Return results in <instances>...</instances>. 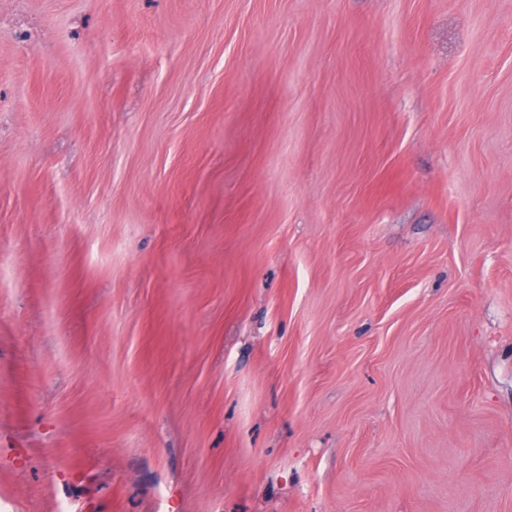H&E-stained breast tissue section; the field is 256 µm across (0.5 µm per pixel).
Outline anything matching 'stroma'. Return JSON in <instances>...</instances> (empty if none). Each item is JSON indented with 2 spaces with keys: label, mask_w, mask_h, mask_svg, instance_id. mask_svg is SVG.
Masks as SVG:
<instances>
[{
  "label": "stroma",
  "mask_w": 512,
  "mask_h": 512,
  "mask_svg": "<svg viewBox=\"0 0 512 512\" xmlns=\"http://www.w3.org/2000/svg\"><path fill=\"white\" fill-rule=\"evenodd\" d=\"M0 512H512V0H0Z\"/></svg>",
  "instance_id": "35a3bbf8"
}]
</instances>
